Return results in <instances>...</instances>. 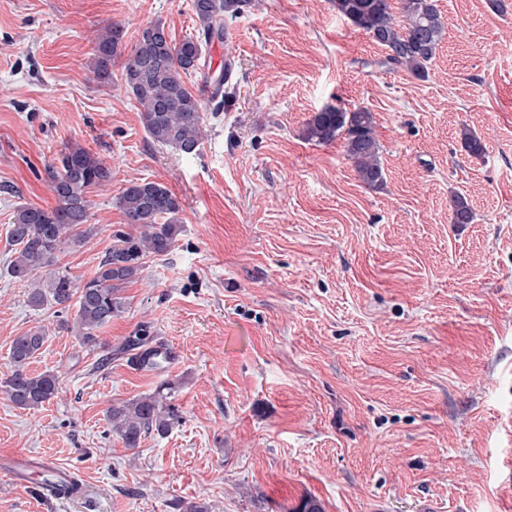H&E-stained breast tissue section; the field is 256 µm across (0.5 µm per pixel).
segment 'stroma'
Listing matches in <instances>:
<instances>
[{
  "label": "stroma",
  "instance_id": "35a3bbf8",
  "mask_svg": "<svg viewBox=\"0 0 512 512\" xmlns=\"http://www.w3.org/2000/svg\"><path fill=\"white\" fill-rule=\"evenodd\" d=\"M436 4L445 36L420 79L383 66L333 0H254L205 54L233 60L235 90L186 156L148 136L122 69L148 22L194 34L193 0H0V374L13 338L42 326L30 369L60 378L39 408L0 394V457L46 455L81 484L62 503L36 475L0 476V512H296L309 497L323 512H512V0ZM108 24L123 54L102 84L87 65ZM328 106L371 112L380 188L344 138H304ZM70 144L112 170L89 193L93 236L60 256L73 280L127 231L129 182L183 208L95 347L75 309H32L7 272L9 219L56 206L47 170ZM457 195L471 223H452ZM142 333L176 361L132 368L117 349ZM167 380L179 422L125 448L107 409Z\"/></svg>",
  "mask_w": 512,
  "mask_h": 512
}]
</instances>
